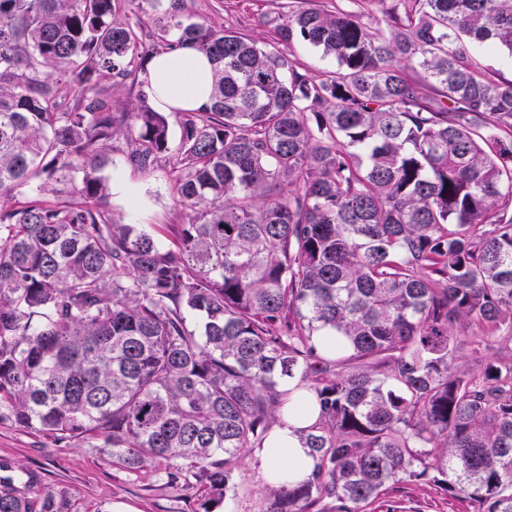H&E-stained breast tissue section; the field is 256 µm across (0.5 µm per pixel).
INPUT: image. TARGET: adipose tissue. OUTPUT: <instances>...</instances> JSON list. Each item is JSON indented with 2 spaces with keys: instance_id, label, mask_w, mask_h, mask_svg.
<instances>
[{
  "instance_id": "ef3b65f1",
  "label": "adipose tissue",
  "mask_w": 512,
  "mask_h": 512,
  "mask_svg": "<svg viewBox=\"0 0 512 512\" xmlns=\"http://www.w3.org/2000/svg\"><path fill=\"white\" fill-rule=\"evenodd\" d=\"M145 80L159 111L197 112L212 105V65L192 45L154 55ZM287 408L281 425L271 430L258 452L262 481L275 488L303 481L313 469V459L302 444L300 431L316 423L318 412L301 388L292 391Z\"/></svg>"
}]
</instances>
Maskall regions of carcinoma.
<instances>
[{
    "mask_svg": "<svg viewBox=\"0 0 512 512\" xmlns=\"http://www.w3.org/2000/svg\"><path fill=\"white\" fill-rule=\"evenodd\" d=\"M117 2L0 0V422L165 462L215 512L296 381L314 467L261 512H370L399 484L512 512V356L484 355L512 343V80L467 46L512 55V0H396L383 27L300 7L261 44L186 0H128L132 24ZM147 21L214 66L175 148L146 91L118 112L105 89L142 64ZM294 41L337 69H301ZM117 137L166 168L190 216L174 246L103 209ZM466 333L475 373L453 370ZM10 469L0 512H71Z\"/></svg>",
    "mask_w": 512,
    "mask_h": 512,
    "instance_id": "cac0c4a2",
    "label": "carcinoma"
}]
</instances>
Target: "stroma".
Returning <instances> with one entry per match:
<instances>
[{"instance_id": "stroma-1", "label": "stroma", "mask_w": 512, "mask_h": 512, "mask_svg": "<svg viewBox=\"0 0 512 512\" xmlns=\"http://www.w3.org/2000/svg\"><path fill=\"white\" fill-rule=\"evenodd\" d=\"M190 11L212 24L253 37L268 36L269 19L297 7L298 0H187ZM123 140L109 143L105 170L110 190L104 202L114 221L150 230L163 247H170L171 226L187 223L175 207L164 172L145 176L123 157ZM133 187L139 198L131 208L118 184ZM12 465L17 482L36 476L40 486L64 492L72 512H204L203 492L195 480L168 483L164 471L130 472L113 463L109 449L56 446L45 434L0 422V463ZM235 489L219 512H261L267 497L254 457L235 472ZM467 502L429 485H399L372 512H468Z\"/></svg>"}]
</instances>
